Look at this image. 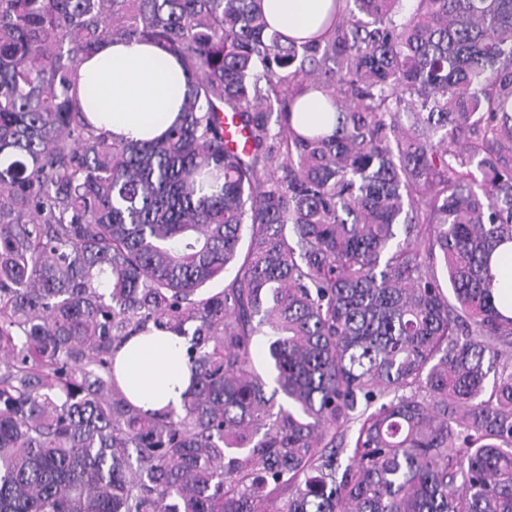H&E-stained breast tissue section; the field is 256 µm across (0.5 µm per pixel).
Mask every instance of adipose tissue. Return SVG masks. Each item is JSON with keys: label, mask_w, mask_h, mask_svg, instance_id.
<instances>
[{"label": "adipose tissue", "mask_w": 512, "mask_h": 512, "mask_svg": "<svg viewBox=\"0 0 512 512\" xmlns=\"http://www.w3.org/2000/svg\"><path fill=\"white\" fill-rule=\"evenodd\" d=\"M271 27L291 38L325 33L333 0H263ZM80 99L95 130L116 140H151L175 124L188 91L186 75L175 57L143 41L101 44L78 67ZM289 123L300 133H331L335 111L318 89L302 93ZM115 374L131 402L146 412L180 408L190 384L182 337L157 329L131 337L115 357Z\"/></svg>", "instance_id": "1"}]
</instances>
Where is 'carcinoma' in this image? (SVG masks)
I'll use <instances>...</instances> for the list:
<instances>
[{
	"label": "carcinoma",
	"mask_w": 512,
	"mask_h": 512,
	"mask_svg": "<svg viewBox=\"0 0 512 512\" xmlns=\"http://www.w3.org/2000/svg\"><path fill=\"white\" fill-rule=\"evenodd\" d=\"M340 2L299 44L262 0H0V512H512V0ZM131 39L190 81L160 139L82 118ZM151 326L189 338L157 416L113 368ZM290 112L291 127L302 134H310L313 129L330 134L335 126V110L319 89L309 87L297 98ZM492 272L495 275V303L506 315L512 316V244L505 248L501 261L492 265ZM509 301L510 312L502 309Z\"/></svg>",
	"instance_id": "cac0c4a2"
}]
</instances>
